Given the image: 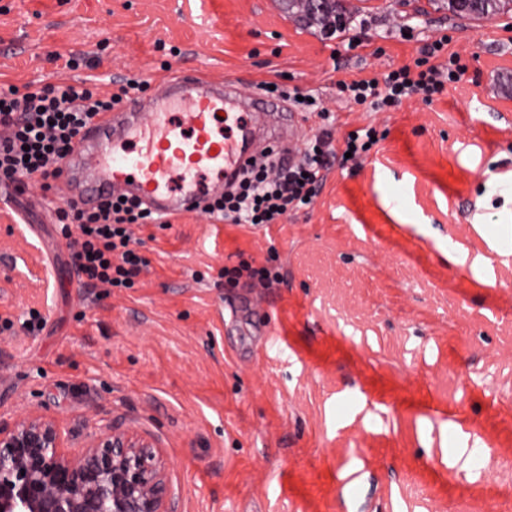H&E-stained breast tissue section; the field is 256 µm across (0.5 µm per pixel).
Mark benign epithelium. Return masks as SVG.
<instances>
[{
    "label": "benign epithelium",
    "instance_id": "7a95c632",
    "mask_svg": "<svg viewBox=\"0 0 512 512\" xmlns=\"http://www.w3.org/2000/svg\"><path fill=\"white\" fill-rule=\"evenodd\" d=\"M0 512H177L166 464L133 426L91 432L66 450L55 420L0 422Z\"/></svg>",
    "mask_w": 512,
    "mask_h": 512
}]
</instances>
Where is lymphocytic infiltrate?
<instances>
[{"label":"lymphocytic infiltrate","instance_id":"f902f5d3","mask_svg":"<svg viewBox=\"0 0 512 512\" xmlns=\"http://www.w3.org/2000/svg\"><path fill=\"white\" fill-rule=\"evenodd\" d=\"M447 46L444 36L427 45L424 54L431 64L426 68L415 71L406 65L379 77L341 80L336 90L371 112L397 107L415 96L432 103L445 86V76L432 59ZM89 64L88 57L73 56L65 64L66 74L53 81L31 82L21 90L0 87V183L18 192L30 185L46 194L57 192L63 161L81 132L141 87L139 81L129 79L112 95H102L94 80L70 76ZM316 115L323 126L306 138L298 157L271 151L252 159L238 180L206 205L205 214L228 224H278L315 197L330 161L343 168L357 165L374 129L345 135L337 142L324 126L329 111L322 108ZM57 212L74 265L89 285L134 287L148 261L137 247L132 228L152 223L151 210L140 200L115 198L92 208L69 199Z\"/></svg>","mask_w":512,"mask_h":512}]
</instances>
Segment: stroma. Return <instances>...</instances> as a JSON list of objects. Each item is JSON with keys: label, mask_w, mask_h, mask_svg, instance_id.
Wrapping results in <instances>:
<instances>
[{"label": "stroma", "mask_w": 512, "mask_h": 512, "mask_svg": "<svg viewBox=\"0 0 512 512\" xmlns=\"http://www.w3.org/2000/svg\"><path fill=\"white\" fill-rule=\"evenodd\" d=\"M363 1L351 47L281 0H0L2 86L85 55L73 78L105 95L137 78L146 101L167 70L198 69L247 100L264 80L298 89L333 137H378L283 223L134 227L149 266L130 289L86 285L40 188L0 205V419L39 410L76 449L134 422L178 512H512V11ZM443 33L466 69L432 104L337 96ZM271 254L279 285L226 283Z\"/></svg>", "instance_id": "obj_1"}]
</instances>
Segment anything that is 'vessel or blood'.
<instances>
[{
	"label": "vessel or blood",
	"instance_id": "vessel-or-blood-1",
	"mask_svg": "<svg viewBox=\"0 0 512 512\" xmlns=\"http://www.w3.org/2000/svg\"><path fill=\"white\" fill-rule=\"evenodd\" d=\"M255 116L233 84L175 70L148 105L105 114L77 142L62 195L93 203L125 191L165 215L197 214L251 158Z\"/></svg>",
	"mask_w": 512,
	"mask_h": 512
}]
</instances>
